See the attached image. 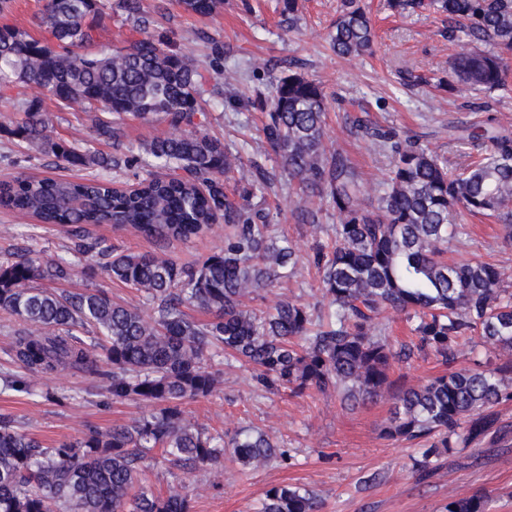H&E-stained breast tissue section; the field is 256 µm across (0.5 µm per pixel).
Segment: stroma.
Wrapping results in <instances>:
<instances>
[{
  "label": "stroma",
  "mask_w": 512,
  "mask_h": 512,
  "mask_svg": "<svg viewBox=\"0 0 512 512\" xmlns=\"http://www.w3.org/2000/svg\"><path fill=\"white\" fill-rule=\"evenodd\" d=\"M109 2V9L94 21L93 52L112 54L145 32L167 39L205 77L198 122L226 148L267 168L275 160L260 137L264 114L258 99L269 79L287 71L292 61L299 72L322 83L329 102L328 145L354 158L369 197L376 196L390 157L350 134L354 116L418 135L452 166L463 161L464 149L449 143V121L479 125L492 113L512 126V93H449L446 83L453 77L451 63L457 47L449 42L448 20L441 15H399L389 9L387 0H364L375 30V53L348 61L337 57L327 42L340 0H303L293 29L283 13L284 0H223L209 16L186 11L180 0H141L149 20L143 32L119 8V0ZM44 5L45 0H10L0 12V26L7 24L48 39L37 21ZM411 73L430 75L435 83L415 85L407 79ZM33 102L46 113L52 139L114 153L122 163L108 175L128 184L145 174L143 144L172 133L167 123L127 114L121 120L122 145L103 143L95 139L80 105L58 108L49 92L16 83L0 93V182L20 176L75 181L84 176L53 154L29 148L4 133V126L21 118ZM253 200L270 212L273 223L295 246L300 262L295 277L252 300V308L266 309L284 297L312 300L318 280L313 255L317 246L331 239L334 212L324 213L317 230L297 223L300 198L284 180L256 190ZM461 221L466 229L453 246V258L483 255L504 269L506 283L512 286V246L503 240L502 224L491 217L468 215ZM225 230V224L213 225L201 237L171 242L166 252L185 262L203 259L223 247ZM8 243L29 248L45 261L64 254L68 239L60 229L37 226L28 217L0 209V248ZM212 366L219 370L222 383L208 399L186 403L187 419L227 437L244 428H261L288 448L292 458L246 468L228 454L217 475L187 473L157 463L150 473L153 485L161 491L180 487L191 512H255L268 489L287 484L314 490L323 512H444L448 501L477 490L492 495L491 512H512V448L494 452L474 445L454 448L440 458L435 473L422 480L412 470L420 446L380 435L390 415V398L350 410L333 393L293 397L258 392L238 364L217 357ZM25 379L29 391L0 390V416L14 420L49 447L78 436L87 427L127 423L151 410L150 405L132 401L103 403L96 379L78 372L29 373Z\"/></svg>",
  "instance_id": "1"
}]
</instances>
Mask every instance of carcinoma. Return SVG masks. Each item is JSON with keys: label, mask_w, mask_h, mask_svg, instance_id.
Returning <instances> with one entry per match:
<instances>
[{"label": "carcinoma", "mask_w": 512, "mask_h": 512, "mask_svg": "<svg viewBox=\"0 0 512 512\" xmlns=\"http://www.w3.org/2000/svg\"><path fill=\"white\" fill-rule=\"evenodd\" d=\"M221 2L182 0L185 10L200 15L213 14ZM104 7L103 0H46L39 24L54 47L20 29L0 28V87L21 82L47 90L62 108L83 106L96 139L113 145L124 137V114L182 132L145 145L165 174L150 172L132 189L106 178L20 177L1 185L0 206L64 226L79 242L66 249L67 258L43 262L19 250L1 258L0 311L26 324L12 337L11 352L28 371L72 368L99 378V393L112 402L138 401L154 410L52 448L0 418V512H190L178 488L162 493L153 487V452L188 472L221 471L226 448L244 467L288 461V450L260 429L226 440L186 419L184 401L208 398L221 384L209 364L215 356L248 368L260 391L334 393L351 409L391 394L384 437L410 444L437 438L413 459L420 479L456 444L489 436L498 446L507 439L497 407L512 402V291L497 264L479 257L450 263L445 255L464 234L458 219L465 212L497 218L512 244V129L495 117L477 127H448V138L484 150L451 171L446 158L409 134L355 117L351 133L391 156L381 191L366 199L349 156L326 146L321 84L290 67L260 99L266 110L261 137L278 169L252 163L251 187L230 196L224 184L242 156L194 122L204 93L197 65L168 40L151 36L111 55L79 52L93 40L92 20ZM118 7L146 27L141 0H121ZM389 7L401 15L428 9L448 17V41L460 46L450 91L507 89L512 0H389ZM374 38L361 0H342L329 32L336 56L370 55ZM45 131V113L35 103L8 129L69 167L119 164L96 150L53 141ZM283 175L300 197L316 196L336 214L331 243L314 258L318 291L328 301L324 312L297 298L259 313L243 303L297 273L288 238L276 232L266 209L251 203L253 189ZM221 221L230 226L224 248L207 258L180 263L163 251ZM99 224L131 228L161 251L116 254L99 240L84 244L87 227ZM98 275L140 292L151 313L114 303L100 289L58 288ZM38 280L51 287L33 286ZM190 307L209 320H196ZM389 311L414 321V339L396 345L385 335L381 318ZM478 340L498 346L495 362L453 368L460 346ZM96 349L109 370H102ZM428 353L448 372L418 387L391 379L395 365ZM488 505L478 491L448 502L446 512H488ZM321 508L313 490L281 485L265 493L258 512Z\"/></svg>", "instance_id": "cac0c4a2"}]
</instances>
